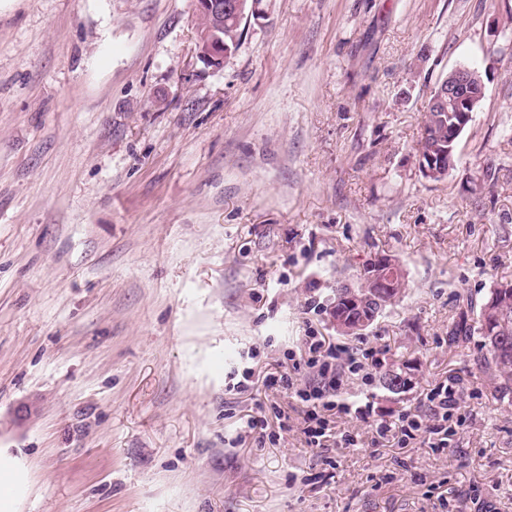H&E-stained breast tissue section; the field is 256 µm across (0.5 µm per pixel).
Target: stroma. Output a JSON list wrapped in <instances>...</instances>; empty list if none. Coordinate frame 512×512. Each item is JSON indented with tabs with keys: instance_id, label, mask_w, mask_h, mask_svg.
<instances>
[{
	"instance_id": "1",
	"label": "stroma",
	"mask_w": 512,
	"mask_h": 512,
	"mask_svg": "<svg viewBox=\"0 0 512 512\" xmlns=\"http://www.w3.org/2000/svg\"><path fill=\"white\" fill-rule=\"evenodd\" d=\"M220 69L195 0H0V482L12 512H512V398L448 340L512 280V0H261ZM459 67L485 96L448 177L414 150ZM393 256L405 297L328 305ZM375 347L374 418L452 381L446 448H312L310 335ZM254 386L233 391L244 369ZM408 380L383 385L388 371ZM27 407L24 420L16 412ZM265 439L245 434L248 414ZM390 258L392 257L384 254L367 261L365 264H363L362 270L359 274V285L356 287L352 286V288L343 286V288L336 289V300L340 299L342 294L349 293L351 290H353L360 299L359 303L350 309H348L346 304L351 306L354 300L353 302L344 300L346 301V304L336 302L331 310V318L333 324L338 329L342 330H348L352 327L350 326V321L346 318V315L342 314V309L335 307L337 303L338 306H344L348 315L352 314L355 318H357V320L365 318L367 321V324L363 326L362 324L366 323V321L363 320L359 322L357 324L358 327L352 329L351 332L339 331L336 329L338 333L349 336L360 334V331L367 329L376 320V318L382 314L384 310H386L387 307L392 306L397 301H399L406 288L405 273L403 272L401 275V281L398 282L397 286L392 289V292H388L386 289H384V295H377L376 293L380 288H392V279L377 278L376 276L373 280L374 285L377 288H372L373 275L380 270L381 262Z\"/></svg>"
}]
</instances>
